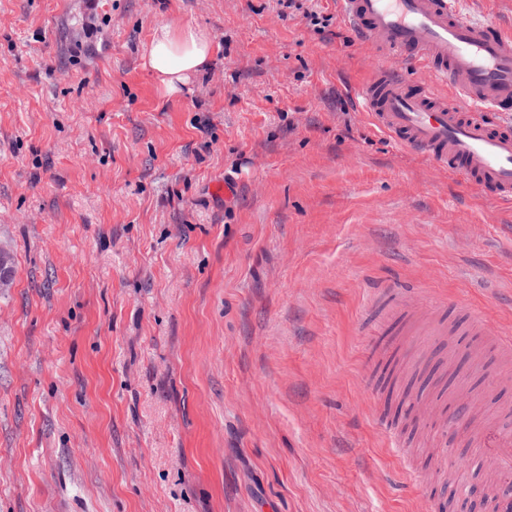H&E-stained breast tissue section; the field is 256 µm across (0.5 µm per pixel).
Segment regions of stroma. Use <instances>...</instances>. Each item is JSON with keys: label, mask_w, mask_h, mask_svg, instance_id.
<instances>
[{"label": "stroma", "mask_w": 512, "mask_h": 512, "mask_svg": "<svg viewBox=\"0 0 512 512\" xmlns=\"http://www.w3.org/2000/svg\"><path fill=\"white\" fill-rule=\"evenodd\" d=\"M162 24L214 42L174 96ZM372 66L336 0H0V512H430L483 482L381 376L448 416L458 331L512 327V204L376 129L347 93ZM500 373L481 412L512 411Z\"/></svg>", "instance_id": "stroma-1"}]
</instances>
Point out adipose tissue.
I'll list each match as a JSON object with an SVG mask.
<instances>
[{
	"instance_id": "adipose-tissue-1",
	"label": "adipose tissue",
	"mask_w": 512,
	"mask_h": 512,
	"mask_svg": "<svg viewBox=\"0 0 512 512\" xmlns=\"http://www.w3.org/2000/svg\"><path fill=\"white\" fill-rule=\"evenodd\" d=\"M213 51V40L203 28L165 24L155 29L144 66L165 94L174 95L208 67Z\"/></svg>"
}]
</instances>
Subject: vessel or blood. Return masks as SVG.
Returning <instances> with one entry per match:
<instances>
[{
    "instance_id": "1",
    "label": "vessel or blood",
    "mask_w": 512,
    "mask_h": 512,
    "mask_svg": "<svg viewBox=\"0 0 512 512\" xmlns=\"http://www.w3.org/2000/svg\"><path fill=\"white\" fill-rule=\"evenodd\" d=\"M374 58L355 98L376 127L449 176L512 202V29L469 16L462 0H338ZM502 364L512 338L476 318ZM500 472L512 471V437L487 422L473 436Z\"/></svg>"
}]
</instances>
